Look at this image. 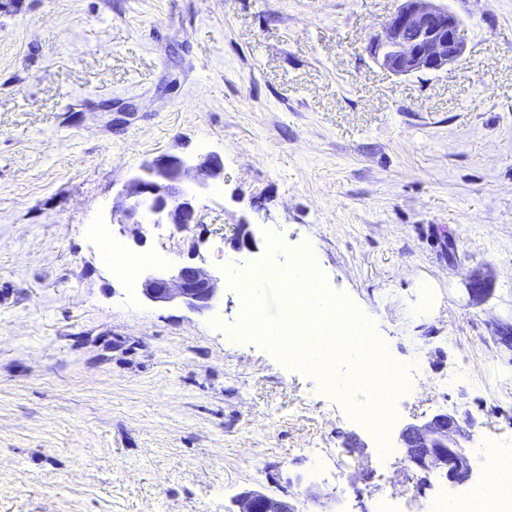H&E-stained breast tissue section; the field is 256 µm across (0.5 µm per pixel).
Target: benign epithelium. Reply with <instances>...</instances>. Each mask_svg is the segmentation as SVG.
Instances as JSON below:
<instances>
[{"label":"benign epithelium","mask_w":512,"mask_h":512,"mask_svg":"<svg viewBox=\"0 0 512 512\" xmlns=\"http://www.w3.org/2000/svg\"><path fill=\"white\" fill-rule=\"evenodd\" d=\"M464 53L460 18L437 0H400L370 43V54L395 75L422 71L440 72L454 65ZM188 178L198 185L224 178V164L216 154H204L189 162L160 154L128 179L123 197L129 225L143 235L148 224L144 210L156 216L153 223L186 228L197 223L195 195L182 187ZM235 248L255 249L248 224L239 225ZM220 279L205 268L185 265L172 274L147 273L141 279V294L154 304L179 301L193 310L212 307L221 288ZM474 423L458 419L455 411H442L429 419L410 422L398 433L403 460L414 469L444 475L454 486L468 483L474 472L468 443ZM230 512H295L288 500L257 491H243L232 500Z\"/></svg>","instance_id":"7a95c632"}]
</instances>
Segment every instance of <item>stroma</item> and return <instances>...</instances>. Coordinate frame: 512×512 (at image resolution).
<instances>
[{
  "label": "stroma",
  "mask_w": 512,
  "mask_h": 512,
  "mask_svg": "<svg viewBox=\"0 0 512 512\" xmlns=\"http://www.w3.org/2000/svg\"><path fill=\"white\" fill-rule=\"evenodd\" d=\"M439 2L462 57L397 76L369 52L397 0H0V512H230L244 490L422 512L492 491L476 446L470 487L423 475L345 407L356 387L226 332L244 301L225 255L315 243L388 357L421 365L396 429L449 409L512 447V0ZM162 153L217 154L224 178L187 181L198 223L139 244L112 212ZM243 222L257 247L237 254ZM103 233L151 269L205 268L219 301L147 302Z\"/></svg>",
  "instance_id": "35a3bbf8"
}]
</instances>
